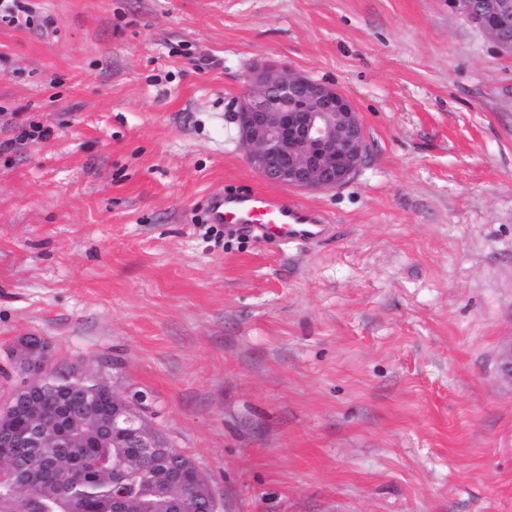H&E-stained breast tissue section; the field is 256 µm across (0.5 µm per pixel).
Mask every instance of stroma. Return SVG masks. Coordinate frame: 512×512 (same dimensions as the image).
<instances>
[{"label": "stroma", "instance_id": "1", "mask_svg": "<svg viewBox=\"0 0 512 512\" xmlns=\"http://www.w3.org/2000/svg\"><path fill=\"white\" fill-rule=\"evenodd\" d=\"M30 2L0 23V360L117 359L221 512H512V55L448 0ZM265 61L365 126L360 172L299 194L315 245L203 221L270 187L231 120ZM26 0H1L0 22H7L19 27L30 28L34 25L32 10L25 4ZM2 12L4 15H2Z\"/></svg>", "mask_w": 512, "mask_h": 512}]
</instances>
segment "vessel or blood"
I'll use <instances>...</instances> for the list:
<instances>
[{
	"instance_id": "obj_1",
	"label": "vessel or blood",
	"mask_w": 512,
	"mask_h": 512,
	"mask_svg": "<svg viewBox=\"0 0 512 512\" xmlns=\"http://www.w3.org/2000/svg\"><path fill=\"white\" fill-rule=\"evenodd\" d=\"M207 221L249 233L269 245L316 244L331 232L321 211L301 205L284 191L245 189L214 194L209 200Z\"/></svg>"
}]
</instances>
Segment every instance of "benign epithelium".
I'll use <instances>...</instances> for the list:
<instances>
[{"mask_svg":"<svg viewBox=\"0 0 512 512\" xmlns=\"http://www.w3.org/2000/svg\"><path fill=\"white\" fill-rule=\"evenodd\" d=\"M492 40L512 54V0H448ZM249 90L234 113L238 139L248 163L266 180L307 191L340 188L360 171L367 151L364 124L345 92L326 82L277 64L254 67L246 77ZM51 351L39 336H21L10 352V368L0 370L10 381L0 395V483L21 484L32 493L46 483L56 486L69 512H87L88 503L72 491L63 476L64 461L45 457L39 466L20 462L18 449L33 444L62 445L66 426L49 412L61 392L75 395L70 420L96 422L98 435L114 448L135 454L112 462V481L124 483L151 472L159 478L149 490L163 512H219L212 488L200 469L187 472L180 458L155 429V410L147 394L133 387L119 393L100 375L73 371L62 385L50 372ZM502 379L512 383V342L497 359ZM94 387L87 388V383ZM69 467L89 481L95 468L77 455ZM143 501L112 497L111 512H139Z\"/></svg>","mask_w":512,"mask_h":512,"instance_id":"1","label":"benign epithelium"}]
</instances>
